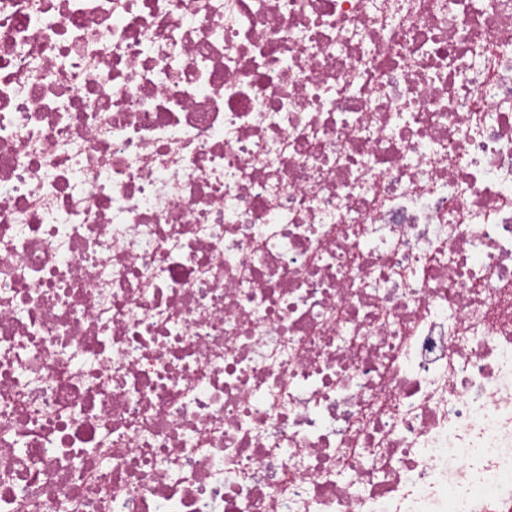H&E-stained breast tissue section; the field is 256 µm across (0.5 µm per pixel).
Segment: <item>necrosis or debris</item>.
Wrapping results in <instances>:
<instances>
[{"mask_svg": "<svg viewBox=\"0 0 512 512\" xmlns=\"http://www.w3.org/2000/svg\"><path fill=\"white\" fill-rule=\"evenodd\" d=\"M0 512H512V0H0Z\"/></svg>", "mask_w": 512, "mask_h": 512, "instance_id": "necrosis-or-debris-1", "label": "necrosis or debris"}]
</instances>
